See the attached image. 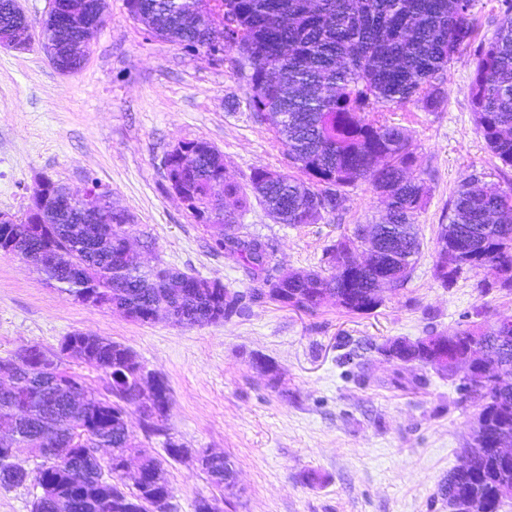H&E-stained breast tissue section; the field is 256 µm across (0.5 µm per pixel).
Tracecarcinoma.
Instances as JSON below:
<instances>
[{"label":"carcinoma","instance_id":"obj_1","mask_svg":"<svg viewBox=\"0 0 512 512\" xmlns=\"http://www.w3.org/2000/svg\"><path fill=\"white\" fill-rule=\"evenodd\" d=\"M140 19L152 36L193 52H203L195 26L197 14L209 10L223 24L224 53L245 75L256 121L270 127L285 146L288 170L275 180L263 169L247 183L224 182V196L237 207L256 201L279 224H316L344 208L346 188L371 185L387 204L382 223L405 240L403 249L376 247L357 230L326 249L328 270L288 273L276 282L270 243L250 235L243 245L227 246L238 237L239 225L215 210L211 181L224 178V155L203 140L182 143L186 170L175 173L191 202L190 216L214 230L209 249L243 268L255 286V301L268 299L284 307L314 312L327 299L349 313L368 314L381 302L372 296L374 281L392 285L411 276L422 250L415 216L426 188L407 177L413 165L411 137L383 116L394 104L417 101L431 107L442 94L440 79L454 56L475 43L477 19L473 0H134ZM477 44V43H475ZM470 103L477 129L493 155L512 168V0H501L494 35L477 44L470 84ZM463 182L450 201L448 223L439 225L438 261L434 276L443 286L453 283L462 268L445 265V248L456 246L473 256L472 269H483L493 284L512 290V185L473 187ZM110 224H60L55 214L43 219L40 233L20 219L0 228V248L34 261L44 258V242L55 245L56 261L40 272L65 295L82 304L94 297L99 307L116 308L130 319L148 324L145 313L162 311L194 326L221 323L251 312L228 301L240 291L194 272L158 263L146 268L136 259L112 261L122 235L114 226L126 224L128 213L101 202ZM371 252L368 263L343 265L349 249ZM437 352L429 336L406 340L397 347L400 365H429ZM442 355L447 364L434 367L454 374L452 360L470 356L475 370L498 379L486 383L488 401L479 413L482 447L459 464L440 485L448 506L462 507L473 499L483 512H505L512 497V459L497 452L503 437H512V329L473 324L448 336ZM75 357L103 370L104 393L70 391L83 386L81 377L62 368ZM19 380L15 395L0 392V488L32 481L46 493L32 501L31 512H170L171 488L163 461L140 457L143 480L131 488L118 476L119 464L136 450L127 409L139 407L134 375L135 354L110 339L74 332L59 348L27 346L4 360ZM158 418L142 426L164 437L172 460L189 453L174 443L164 425L168 407L158 405ZM70 443L54 455H40L42 464L26 468L7 449L54 448V440ZM98 448H110L106 459ZM215 496L196 499L194 512H211L210 502L224 495L234 477L224 459L202 464Z\"/></svg>","mask_w":512,"mask_h":512}]
</instances>
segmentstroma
<instances>
[{"instance_id": "stroma-1", "label": "stroma", "mask_w": 512, "mask_h": 512, "mask_svg": "<svg viewBox=\"0 0 512 512\" xmlns=\"http://www.w3.org/2000/svg\"><path fill=\"white\" fill-rule=\"evenodd\" d=\"M473 59L467 48L449 63L433 109L409 102L385 113L410 134L409 174L427 194L415 218L422 254L374 312L263 302L224 323L141 324L73 300L1 252L0 359L33 344L57 348L75 331L129 347L167 382L171 436L233 463L239 493L223 512H448L439 487L458 465L482 402L459 391V377L399 366L376 348L512 319V292L486 287L483 271L463 270L447 287L434 277L438 226L459 185L473 175L512 181L476 127ZM250 94L230 63L150 37L126 0H107L105 22L75 74L58 73L40 46L0 48V213L23 216L37 177L74 189L95 178L110 188L113 206L131 214L144 264L247 290L243 269L210 252L209 229L167 192L162 159L180 142L204 140L223 153L228 180L285 170V147L255 120ZM384 212L380 196L359 183L342 212L316 224L276 223L255 203L240 222L273 244L280 267L304 271L323 267L328 246ZM352 349L356 358L344 362ZM260 357L277 366L278 386L257 366ZM166 473L171 512H194L195 499L212 492L193 458L167 464Z\"/></svg>"}]
</instances>
